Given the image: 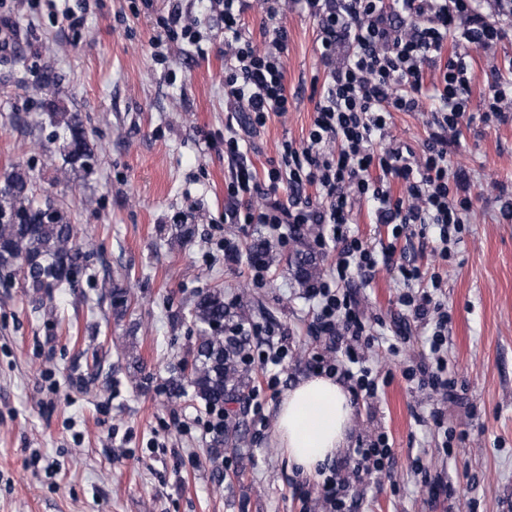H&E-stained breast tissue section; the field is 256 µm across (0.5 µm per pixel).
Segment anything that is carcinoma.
<instances>
[{"label": "carcinoma", "instance_id": "1", "mask_svg": "<svg viewBox=\"0 0 512 512\" xmlns=\"http://www.w3.org/2000/svg\"><path fill=\"white\" fill-rule=\"evenodd\" d=\"M50 118L62 132L63 164L74 173H92L94 148L77 115L53 112ZM29 183L26 174L14 170L0 185V270L18 274L29 291L50 297L56 290L72 287L73 276L89 269L90 251L78 226L69 223L57 205L33 204ZM109 297L118 313L130 305L129 291L119 282L109 284ZM230 314L224 289L212 288L197 296L190 309L197 336L188 357L166 383L169 396H181L187 384L212 410L244 393L246 383L238 363L242 340L224 335Z\"/></svg>", "mask_w": 512, "mask_h": 512}]
</instances>
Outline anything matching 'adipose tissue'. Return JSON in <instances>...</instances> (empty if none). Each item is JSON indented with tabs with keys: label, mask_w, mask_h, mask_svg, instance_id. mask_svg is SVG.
Listing matches in <instances>:
<instances>
[{
	"label": "adipose tissue",
	"mask_w": 512,
	"mask_h": 512,
	"mask_svg": "<svg viewBox=\"0 0 512 512\" xmlns=\"http://www.w3.org/2000/svg\"><path fill=\"white\" fill-rule=\"evenodd\" d=\"M351 427L348 393L329 375H315L296 384L277 410L280 446L289 461L305 473L316 471L345 448Z\"/></svg>",
	"instance_id": "1"
}]
</instances>
